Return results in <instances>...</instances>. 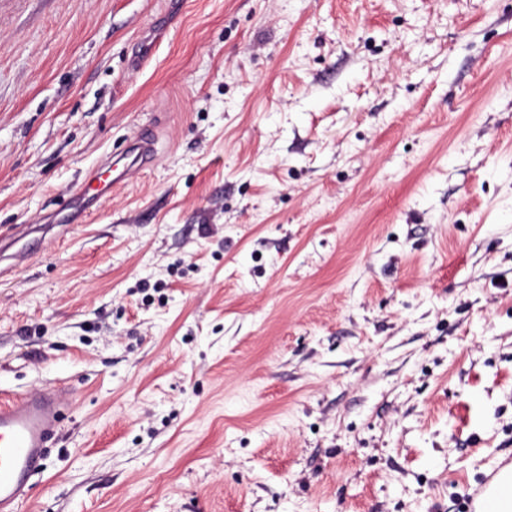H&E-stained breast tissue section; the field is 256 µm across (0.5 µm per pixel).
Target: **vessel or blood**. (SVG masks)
I'll return each instance as SVG.
<instances>
[{"mask_svg":"<svg viewBox=\"0 0 512 512\" xmlns=\"http://www.w3.org/2000/svg\"><path fill=\"white\" fill-rule=\"evenodd\" d=\"M154 152V134L140 135L125 155V176L145 167ZM64 404V391L58 386L0 403V512H20Z\"/></svg>","mask_w":512,"mask_h":512,"instance_id":"obj_1","label":"vessel or blood"}]
</instances>
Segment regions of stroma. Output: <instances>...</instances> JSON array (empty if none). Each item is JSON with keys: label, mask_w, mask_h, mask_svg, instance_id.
Returning <instances> with one entry per match:
<instances>
[{"label": "stroma", "mask_w": 512, "mask_h": 512, "mask_svg": "<svg viewBox=\"0 0 512 512\" xmlns=\"http://www.w3.org/2000/svg\"><path fill=\"white\" fill-rule=\"evenodd\" d=\"M149 59L131 68L142 41ZM22 512H465L512 464V0H0ZM155 152V136L152 132L143 133L129 147L124 157V174L127 178L145 167ZM64 404V390L58 386L0 403L1 512L21 511Z\"/></svg>", "instance_id": "stroma-1"}]
</instances>
